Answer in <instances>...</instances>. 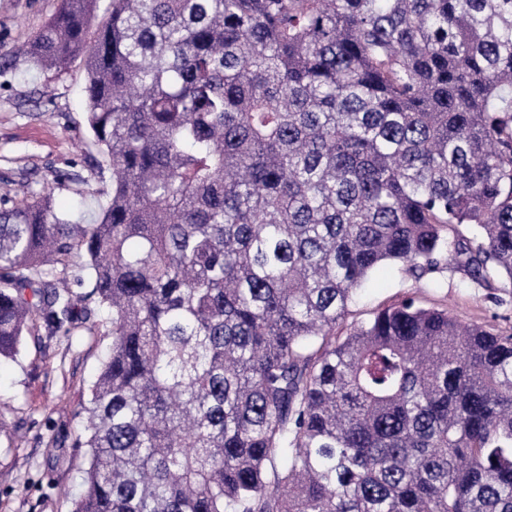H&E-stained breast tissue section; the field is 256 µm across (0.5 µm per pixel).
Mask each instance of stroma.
Listing matches in <instances>:
<instances>
[{
	"instance_id": "obj_1",
	"label": "stroma",
	"mask_w": 512,
	"mask_h": 512,
	"mask_svg": "<svg viewBox=\"0 0 512 512\" xmlns=\"http://www.w3.org/2000/svg\"><path fill=\"white\" fill-rule=\"evenodd\" d=\"M59 4L0 0V196L47 187L59 210L92 224L112 189V168L88 130L83 62L43 69L18 53ZM409 297L512 333V299L496 301L493 290L460 271L418 280L392 262L374 271L344 324ZM106 318L99 313L68 337L37 326L15 359L0 362V512H71L79 499L85 451L74 442L86 423L81 405L112 342Z\"/></svg>"
}]
</instances>
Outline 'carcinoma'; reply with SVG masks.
Returning a JSON list of instances; mask_svg holds the SVG:
<instances>
[{"label": "carcinoma", "mask_w": 512, "mask_h": 512, "mask_svg": "<svg viewBox=\"0 0 512 512\" xmlns=\"http://www.w3.org/2000/svg\"><path fill=\"white\" fill-rule=\"evenodd\" d=\"M96 3L24 54L84 61L101 216L0 197V357L108 312L74 512H512V334L336 331L386 262L512 293V0Z\"/></svg>", "instance_id": "cac0c4a2"}]
</instances>
